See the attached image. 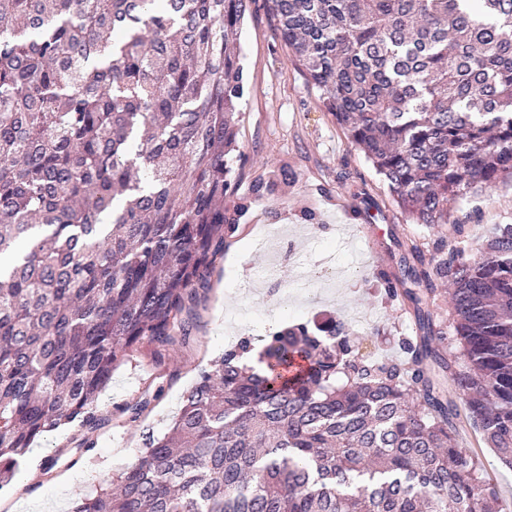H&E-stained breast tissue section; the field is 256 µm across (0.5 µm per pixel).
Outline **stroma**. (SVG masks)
I'll use <instances>...</instances> for the list:
<instances>
[{"instance_id":"obj_1","label":"stroma","mask_w":512,"mask_h":512,"mask_svg":"<svg viewBox=\"0 0 512 512\" xmlns=\"http://www.w3.org/2000/svg\"><path fill=\"white\" fill-rule=\"evenodd\" d=\"M239 47L245 96L234 196L226 204L240 197L253 203L211 276L193 339L176 360L158 365L137 353L113 371L97 400L113 419L98 431L93 450L79 448L74 424L39 438L8 492L21 502L20 512H70L75 492L96 493L128 469L142 446L136 429L115 416L116 406L151 399L146 422L164 432L200 369L241 338L252 339L254 364L267 333L333 317L351 323L364 354L400 357L398 340L415 334V320L386 299L376 273L400 274L407 243L451 237L452 225H464L460 242L473 254L492 225L512 224V183L452 203L447 223H415L326 110L320 90L282 43L266 0H255ZM259 182L267 188L257 197ZM457 440L478 455L498 497L512 502V470L480 445L468 424H461ZM48 461L54 467L47 472Z\"/></svg>"}]
</instances>
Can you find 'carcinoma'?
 <instances>
[{
  "instance_id": "carcinoma-1",
  "label": "carcinoma",
  "mask_w": 512,
  "mask_h": 512,
  "mask_svg": "<svg viewBox=\"0 0 512 512\" xmlns=\"http://www.w3.org/2000/svg\"><path fill=\"white\" fill-rule=\"evenodd\" d=\"M280 39L418 224L512 179V0H267ZM253 0H0V491L40 435L80 446L140 348L189 346L238 230L224 207ZM378 273L422 336L401 362L350 325L296 323L201 369L168 431L120 408L137 461L72 512H512L455 441L461 416L512 468V224ZM453 286V339L430 306Z\"/></svg>"
}]
</instances>
